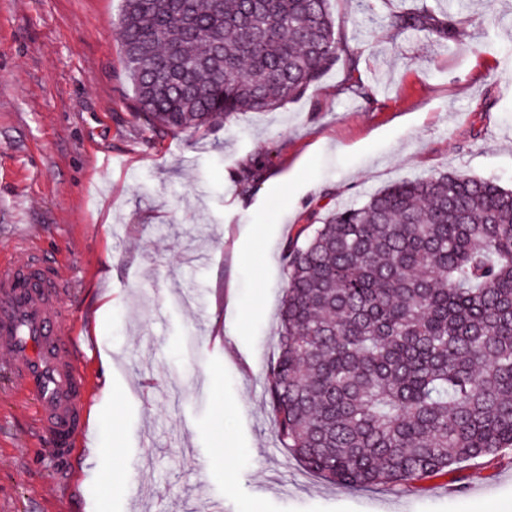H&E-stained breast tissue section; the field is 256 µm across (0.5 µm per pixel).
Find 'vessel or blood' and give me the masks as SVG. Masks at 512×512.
<instances>
[{
  "label": "vessel or blood",
  "mask_w": 512,
  "mask_h": 512,
  "mask_svg": "<svg viewBox=\"0 0 512 512\" xmlns=\"http://www.w3.org/2000/svg\"><path fill=\"white\" fill-rule=\"evenodd\" d=\"M68 289L55 261L28 251L24 261L0 267V380L21 389L36 406L37 434L65 455L88 428L86 381L72 352L74 322L62 304Z\"/></svg>",
  "instance_id": "vessel-or-blood-1"
}]
</instances>
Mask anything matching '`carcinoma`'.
<instances>
[{
  "instance_id": "carcinoma-1",
  "label": "carcinoma",
  "mask_w": 512,
  "mask_h": 512,
  "mask_svg": "<svg viewBox=\"0 0 512 512\" xmlns=\"http://www.w3.org/2000/svg\"><path fill=\"white\" fill-rule=\"evenodd\" d=\"M465 23L391 17L445 41ZM117 27L156 135L300 98L340 63L357 71L329 0H124ZM262 175L246 169L241 191ZM283 262L264 392L305 471L408 492L512 449V190L456 172L403 179L314 217Z\"/></svg>"
}]
</instances>
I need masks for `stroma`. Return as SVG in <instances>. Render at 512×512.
I'll return each mask as SVG.
<instances>
[{"instance_id":"stroma-1","label":"stroma","mask_w":512,"mask_h":512,"mask_svg":"<svg viewBox=\"0 0 512 512\" xmlns=\"http://www.w3.org/2000/svg\"><path fill=\"white\" fill-rule=\"evenodd\" d=\"M122 9L0 0V243L59 258L91 432L58 457L33 404L0 392V512H512V450L406 494L341 488L279 445L264 397L283 247L312 213L448 171L512 188V0H469L453 42L390 23L448 0H330L364 94L339 66L302 98L163 136Z\"/></svg>"}]
</instances>
